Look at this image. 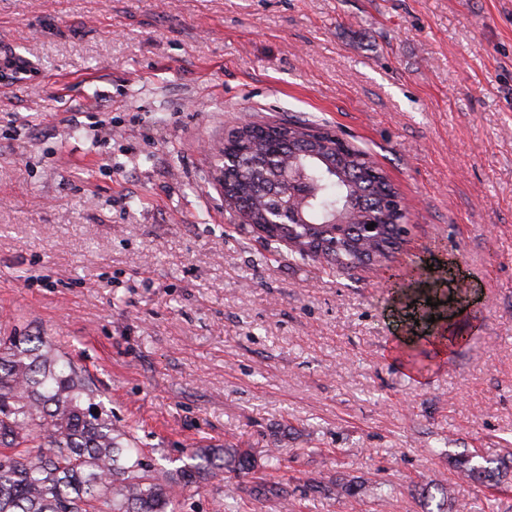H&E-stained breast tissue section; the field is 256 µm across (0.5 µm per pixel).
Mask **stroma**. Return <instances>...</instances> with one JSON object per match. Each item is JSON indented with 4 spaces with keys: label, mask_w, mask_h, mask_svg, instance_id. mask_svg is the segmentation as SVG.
I'll use <instances>...</instances> for the list:
<instances>
[{
    "label": "stroma",
    "mask_w": 512,
    "mask_h": 512,
    "mask_svg": "<svg viewBox=\"0 0 512 512\" xmlns=\"http://www.w3.org/2000/svg\"><path fill=\"white\" fill-rule=\"evenodd\" d=\"M0 336H48L181 467L177 512H512V0H0ZM365 151L403 195L391 263L336 274L242 231L214 162L245 118ZM466 337L422 370V301ZM352 493H345V486ZM389 493L382 501L375 486ZM472 458L474 456L466 455L456 461V467L464 477L493 485L502 482L503 474H506L507 470H500L501 465L491 466L494 462H488L487 460H485L486 466L482 464L474 465L472 464Z\"/></svg>",
    "instance_id": "35a3bbf8"
}]
</instances>
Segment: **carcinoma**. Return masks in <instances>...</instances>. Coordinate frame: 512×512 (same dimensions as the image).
Wrapping results in <instances>:
<instances>
[{
	"label": "carcinoma",
	"instance_id": "obj_1",
	"mask_svg": "<svg viewBox=\"0 0 512 512\" xmlns=\"http://www.w3.org/2000/svg\"><path fill=\"white\" fill-rule=\"evenodd\" d=\"M313 126L303 120L251 123L224 138L219 171L250 204L245 227L265 242L295 239L289 246L301 258L321 251L332 272L362 265L373 251L388 255L381 244L407 215L391 205L398 190L367 154L330 138L316 147L303 142ZM305 178L309 199L294 216L285 198L268 195L263 186L280 175L283 157ZM284 210L283 223H267L270 211ZM354 217L356 224H377L376 240L361 229L332 236L335 223ZM77 362L62 354L48 336H9L0 340V512H176L178 497L192 485L224 470V453L195 448L194 463L161 471L133 447L129 432L112 424V411ZM471 480L497 485L501 465L456 461Z\"/></svg>",
	"mask_w": 512,
	"mask_h": 512
}]
</instances>
